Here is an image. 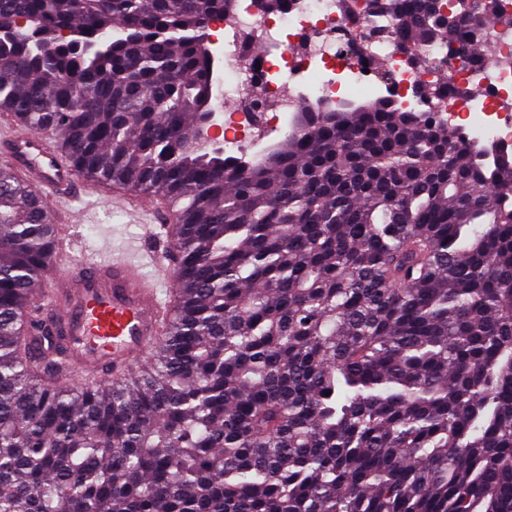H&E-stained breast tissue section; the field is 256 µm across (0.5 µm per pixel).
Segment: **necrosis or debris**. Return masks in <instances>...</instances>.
<instances>
[{
  "label": "necrosis or debris",
  "instance_id": "4bbe7bcc",
  "mask_svg": "<svg viewBox=\"0 0 512 512\" xmlns=\"http://www.w3.org/2000/svg\"><path fill=\"white\" fill-rule=\"evenodd\" d=\"M356 0L348 21L341 0H284L280 12L257 11L255 0L216 20L224 53L237 67L224 88V152L247 154L281 131L303 102H336L380 95L402 110L439 112L476 145L512 149V0L493 23L480 27L481 63L449 56L432 43L410 66L391 31L393 18L369 12ZM251 35L259 51L243 49ZM441 85L420 97L418 84ZM481 95H472V88Z\"/></svg>",
  "mask_w": 512,
  "mask_h": 512
}]
</instances>
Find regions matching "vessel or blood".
Returning <instances> with one entry per match:
<instances>
[{
	"mask_svg": "<svg viewBox=\"0 0 512 512\" xmlns=\"http://www.w3.org/2000/svg\"><path fill=\"white\" fill-rule=\"evenodd\" d=\"M8 160L34 170L28 185L41 201L62 205L80 184L78 172L62 162L43 135L13 139ZM58 261L62 268L48 306L66 338L71 363L104 371L146 358L162 329L170 293L151 283L142 266L125 259L78 263L62 249Z\"/></svg>",
	"mask_w": 512,
	"mask_h": 512,
	"instance_id": "b4317fda",
	"label": "vessel or blood"
}]
</instances>
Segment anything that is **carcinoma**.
<instances>
[{
    "instance_id": "carcinoma-1",
    "label": "carcinoma",
    "mask_w": 512,
    "mask_h": 512,
    "mask_svg": "<svg viewBox=\"0 0 512 512\" xmlns=\"http://www.w3.org/2000/svg\"><path fill=\"white\" fill-rule=\"evenodd\" d=\"M459 2L372 9L415 67L480 57L501 0ZM236 3L0 0V112L179 221L148 364L78 390L33 305L57 225L0 167V512H512V156L380 97L201 147Z\"/></svg>"
}]
</instances>
